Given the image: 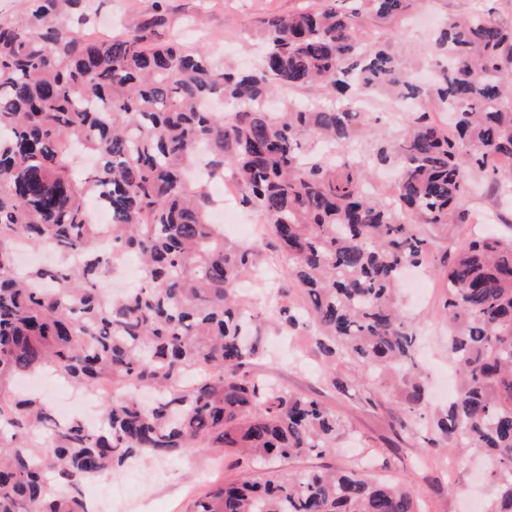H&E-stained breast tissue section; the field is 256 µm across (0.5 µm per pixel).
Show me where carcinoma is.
<instances>
[{
  "label": "carcinoma",
  "mask_w": 512,
  "mask_h": 512,
  "mask_svg": "<svg viewBox=\"0 0 512 512\" xmlns=\"http://www.w3.org/2000/svg\"><path fill=\"white\" fill-rule=\"evenodd\" d=\"M82 0H31L0 23V392L49 368L79 387L133 380L154 393L105 402V424L58 423L38 398L0 405V512H89L79 485L141 455L167 457L210 440L252 461L322 455L345 425L322 402L244 371L262 355L266 321L242 305L251 248L224 242L209 220L207 181L228 171L243 207L265 216L288 256L303 310L282 305L292 328L312 317L329 355L408 389L416 412L418 336L396 300L403 270L428 263L424 225L475 224L469 183L512 202V25L495 10L450 20L435 44L445 63L426 88L414 61L366 37L415 0H323L262 21L265 52L239 70L177 37L158 41L167 0L112 36L90 32ZM318 85L346 103L275 89ZM395 92L415 103L396 143H364L367 121L349 107ZM448 112L437 122L428 106ZM388 165L392 208L366 190ZM100 199L112 222L93 221ZM112 255L98 249L102 235ZM51 245L59 262L19 272L17 239ZM135 255L140 283L123 296L98 283L110 259ZM448 350L459 386L440 433L488 458L486 512H512V234L473 240L443 262ZM205 366L192 382L186 372ZM46 432L37 448L24 436ZM187 512H416L398 485L358 469L266 473L228 483Z\"/></svg>",
  "instance_id": "obj_1"
}]
</instances>
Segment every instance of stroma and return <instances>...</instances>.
<instances>
[{
    "mask_svg": "<svg viewBox=\"0 0 512 512\" xmlns=\"http://www.w3.org/2000/svg\"><path fill=\"white\" fill-rule=\"evenodd\" d=\"M96 11L99 32L120 29L132 17L147 13L152 0H89ZM305 0H168L170 27L164 36L181 37L188 45L202 46L216 59L239 67L253 66L259 47L253 37L260 21L273 14L296 11ZM482 7L496 8L500 19L512 24V0H419L402 21L387 27H369L370 39L388 43L402 56L418 59L421 67L436 62L434 34L441 19L467 14ZM242 224L255 227L244 236L242 225L224 228L226 242L255 249L271 281L254 282L246 297L253 312L269 317L279 302L301 307L302 292L294 288L287 258L267 231L261 213L242 211ZM475 224L423 227L436 259L466 245L478 232ZM426 290L419 298L400 291L399 301L421 331L417 356L424 388L416 414L403 407L405 390L386 377L360 380L356 366L345 358L319 350L317 328L307 324L291 331L270 320L267 353L252 361L250 374L269 377L282 390L313 396L343 420L346 430L334 451L293 461H272V469L286 474L317 468L349 469L403 485L420 512H473L493 493L488 463L469 453L456 454L442 439L434 422L448 406L440 382L453 368L448 357V295L439 268L424 273ZM259 469L246 459L221 448H188L166 458L144 456L111 474L113 494L122 495L133 512H185L195 499L217 486L257 477Z\"/></svg>",
    "mask_w": 512,
    "mask_h": 512,
    "instance_id": "35a3bbf8",
    "label": "stroma"
}]
</instances>
